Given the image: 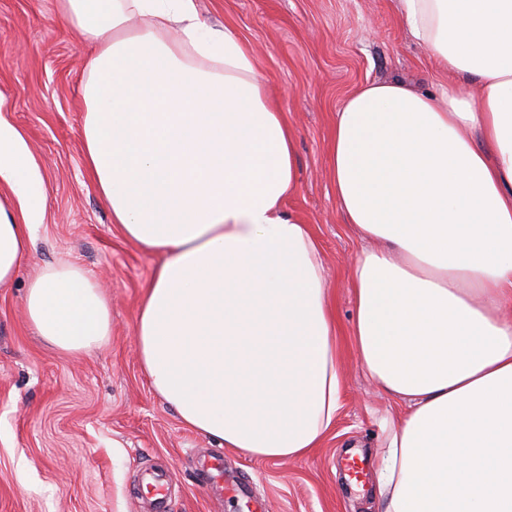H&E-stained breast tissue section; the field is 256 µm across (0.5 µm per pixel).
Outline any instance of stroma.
<instances>
[{
  "label": "stroma",
  "mask_w": 512,
  "mask_h": 512,
  "mask_svg": "<svg viewBox=\"0 0 512 512\" xmlns=\"http://www.w3.org/2000/svg\"><path fill=\"white\" fill-rule=\"evenodd\" d=\"M196 2L211 27L251 48L296 133L297 189L285 206L324 250L345 378L336 423L304 457L258 459L187 428L154 392L135 326L155 258L121 235L84 165L92 49L56 0H0V120L22 135L47 195L18 277L0 288V512H153V471L167 479L169 512H375L380 419L404 406L374 389L349 334L362 242L336 201L329 145L359 86L402 80L435 92L445 77L396 0ZM58 262L85 269L109 300L111 334L85 353L49 345L26 319L30 280ZM355 448L366 466L358 490L344 470Z\"/></svg>",
  "instance_id": "stroma-1"
}]
</instances>
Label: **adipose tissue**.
I'll use <instances>...</instances> for the list:
<instances>
[{
  "label": "adipose tissue",
  "mask_w": 512,
  "mask_h": 512,
  "mask_svg": "<svg viewBox=\"0 0 512 512\" xmlns=\"http://www.w3.org/2000/svg\"><path fill=\"white\" fill-rule=\"evenodd\" d=\"M95 48L84 162L124 236L156 256L135 341L193 431L244 454L319 447L343 378L321 245L286 198L295 141L247 45L196 0H58ZM447 72L434 95L362 87L336 119L329 172L364 246L352 336L378 389L379 512H512V0H397ZM0 287L16 278L46 194L0 123ZM36 334L69 352L111 330L99 283L70 263L30 282Z\"/></svg>",
  "instance_id": "ef3b65f1"
}]
</instances>
